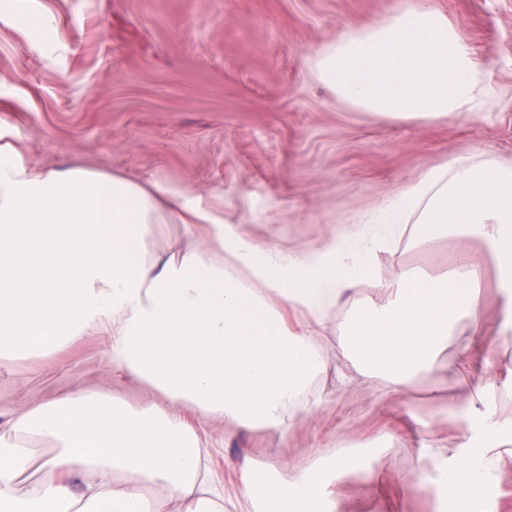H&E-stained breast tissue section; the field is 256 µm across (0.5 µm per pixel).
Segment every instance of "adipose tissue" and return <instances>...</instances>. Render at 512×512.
<instances>
[{"mask_svg": "<svg viewBox=\"0 0 512 512\" xmlns=\"http://www.w3.org/2000/svg\"><path fill=\"white\" fill-rule=\"evenodd\" d=\"M344 103L394 119L481 115L487 71L429 0L355 28L310 60ZM177 217L207 248L155 255L150 225ZM425 242L482 239L502 287L512 288V165L460 157L385 201L352 239L313 255L259 248L224 213L172 194L79 168L39 171L0 129V359L48 357L91 330L112 336L113 364L158 389L167 405L129 410L74 391L14 414L0 432V512H224L200 465L185 412L250 429L283 431L285 411L326 368L325 317L352 288L389 292L353 313L342 347L360 370L402 388L440 368L461 323H477V271L457 257L445 276L381 277L380 253L405 225ZM305 312L290 333L278 305ZM49 444L36 456L34 443ZM501 445H471L453 462L419 470L448 512H484L483 490ZM374 455L329 458L285 481L241 475L254 512H345L327 486L372 471ZM44 476L29 487L32 468ZM160 495L147 500L146 486Z\"/></svg>", "mask_w": 512, "mask_h": 512, "instance_id": "obj_1", "label": "adipose tissue"}]
</instances>
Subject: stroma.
<instances>
[{
  "mask_svg": "<svg viewBox=\"0 0 512 512\" xmlns=\"http://www.w3.org/2000/svg\"><path fill=\"white\" fill-rule=\"evenodd\" d=\"M413 0H0V127L36 169L81 168L160 184L224 204V218L261 247L311 254L349 238L371 211L457 157L512 163V0H433L488 72L479 119H393L355 109L313 75L309 59L353 28ZM47 16L36 33L14 14ZM479 272L483 335L459 378L418 377L397 391L342 354L345 319L389 295L370 285L337 302L323 328L328 361L279 432L192 417L205 461L224 480V512H252L242 470L288 480L318 456L371 450L374 474L337 476L346 512H443L436 488L410 489L419 465L452 460L468 441L501 435L512 417V342L490 339L512 320L481 240L424 244L407 227L380 254L384 276H441L458 256ZM100 331L52 357L0 364V428L17 411L82 390L127 408L160 393L112 364ZM486 512H512V452L484 488Z\"/></svg>",
  "mask_w": 512,
  "mask_h": 512,
  "instance_id": "35a3bbf8",
  "label": "stroma"
}]
</instances>
